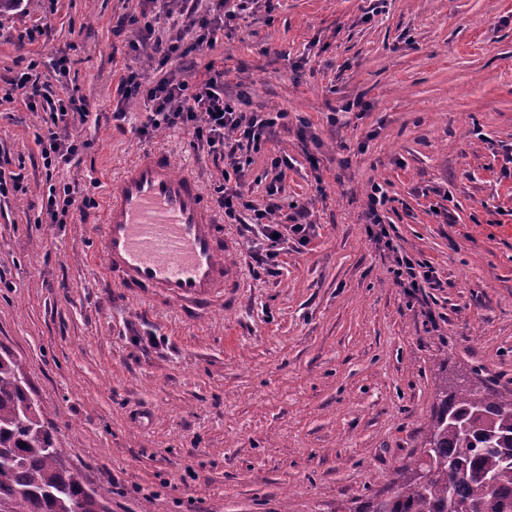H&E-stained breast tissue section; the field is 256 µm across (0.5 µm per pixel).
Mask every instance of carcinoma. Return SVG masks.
Here are the masks:
<instances>
[{
	"label": "carcinoma",
	"instance_id": "cac0c4a2",
	"mask_svg": "<svg viewBox=\"0 0 512 512\" xmlns=\"http://www.w3.org/2000/svg\"><path fill=\"white\" fill-rule=\"evenodd\" d=\"M109 494L66 463L22 364L0 353V512H109ZM490 503L512 512V397L444 383L421 459L359 512H480Z\"/></svg>",
	"mask_w": 512,
	"mask_h": 512
}]
</instances>
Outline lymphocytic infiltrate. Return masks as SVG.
Returning a JSON list of instances; mask_svg holds the SVG:
<instances>
[{
    "label": "lymphocytic infiltrate",
    "mask_w": 512,
    "mask_h": 512,
    "mask_svg": "<svg viewBox=\"0 0 512 512\" xmlns=\"http://www.w3.org/2000/svg\"><path fill=\"white\" fill-rule=\"evenodd\" d=\"M198 2L182 0L179 17L172 22L176 35L166 41L154 39L155 28L144 11H132L122 21L130 45L154 39L155 52L166 61L184 55L186 50L201 51L211 46L213 21L199 14ZM116 93L121 106L132 99L143 100L149 108L147 127H182L191 131L194 147L207 151L220 164L216 191L225 216L237 220L242 212H249L251 226L259 228L266 239H273L279 227L272 224L271 218L281 209V188L269 184L267 204L253 207L242 187L230 183L231 178L243 176L245 163L229 145L233 142L260 145L267 129L275 125V118L238 111L225 99L223 82L209 74L176 80L165 75L150 77L131 69L121 78ZM87 110L83 97L77 96L68 85L60 86L51 114L52 125L41 140L46 174H53L57 161L68 160L78 153L80 144L69 132L70 123L85 116Z\"/></svg>",
    "instance_id": "f902f5d3"
}]
</instances>
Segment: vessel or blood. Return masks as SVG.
<instances>
[{"mask_svg": "<svg viewBox=\"0 0 512 512\" xmlns=\"http://www.w3.org/2000/svg\"><path fill=\"white\" fill-rule=\"evenodd\" d=\"M230 247L199 179L175 172L168 152L149 149L122 166L97 238L114 288L197 323L216 304L235 301L241 282L227 266Z\"/></svg>", "mask_w": 512, "mask_h": 512, "instance_id": "vessel-or-blood-1", "label": "vessel or blood"}]
</instances>
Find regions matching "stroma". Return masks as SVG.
<instances>
[{
	"instance_id": "1",
	"label": "stroma",
	"mask_w": 512,
	"mask_h": 512,
	"mask_svg": "<svg viewBox=\"0 0 512 512\" xmlns=\"http://www.w3.org/2000/svg\"><path fill=\"white\" fill-rule=\"evenodd\" d=\"M130 0H21L0 15V352L23 365L56 443L110 512H356L418 459L440 381L512 392V0H277L220 22L213 47L161 64L115 27ZM223 72L243 112H287L244 181L265 205L290 158L282 215L304 210L275 273L267 240L224 236L243 286L183 324L128 301L96 253L114 174L161 147L205 191L218 171L189 131L112 120L127 67ZM33 70L89 110L85 141L45 177L50 107L7 81ZM398 251L437 287L408 294L370 239L371 184ZM93 208L49 217L64 189Z\"/></svg>"
}]
</instances>
